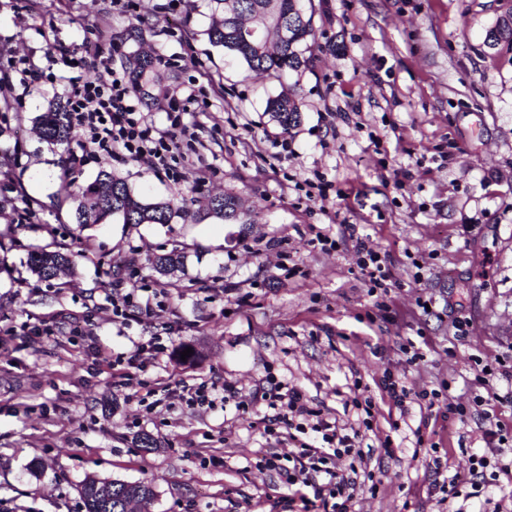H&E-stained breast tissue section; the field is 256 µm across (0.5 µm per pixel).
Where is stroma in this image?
<instances>
[{
  "mask_svg": "<svg viewBox=\"0 0 512 512\" xmlns=\"http://www.w3.org/2000/svg\"><path fill=\"white\" fill-rule=\"evenodd\" d=\"M320 45L295 77L300 125L284 130L267 102L281 87L213 46L205 31L213 0H0V512H84L89 475L148 481L151 512H301L283 478L257 468L268 449L294 450L286 430L264 431L271 410L234 401L193 410L174 404L145 414L138 398L175 383L230 382L250 393L266 376L300 388L338 424L359 428L363 447L385 435L393 458L370 457L352 512H454L439 477L465 472L484 448L487 422L458 419L471 406L480 363L512 352V48L488 49L500 0H314ZM99 53L114 68L136 53L159 59L156 96L201 89L185 116L216 169L197 184L147 164L104 158L61 179L83 142L51 149L35 130L63 99V56ZM41 79L25 86L23 70ZM292 155L273 162L272 139ZM147 202L181 195L188 205L237 195L245 223L217 218L129 226L74 221L76 184L100 170ZM322 175L325 200L303 184ZM36 216L21 221L25 202ZM354 224L386 251L390 309L377 315L351 250L320 251L317 235ZM89 254L66 285L37 278L30 251ZM177 250L184 265L163 275L156 256ZM297 267L295 276L285 268ZM160 293L156 316L113 322L102 307L115 285ZM429 301V309L418 300ZM469 322L456 337L453 323ZM173 325L172 344L129 387L115 386L107 359L132 340ZM48 334L26 339L28 326ZM81 338H73V327ZM421 345L406 363L400 347ZM194 358L182 360V347ZM391 370L416 389H437L432 408L400 416L376 383ZM372 398L370 426L353 400ZM150 436L153 448L139 439ZM436 446L441 472L417 444ZM221 458L218 466L206 464Z\"/></svg>",
  "mask_w": 512,
  "mask_h": 512,
  "instance_id": "obj_1",
  "label": "stroma"
}]
</instances>
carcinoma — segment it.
I'll list each match as a JSON object with an SVG mask.
<instances>
[{
    "label": "carcinoma",
    "mask_w": 512,
    "mask_h": 512,
    "mask_svg": "<svg viewBox=\"0 0 512 512\" xmlns=\"http://www.w3.org/2000/svg\"><path fill=\"white\" fill-rule=\"evenodd\" d=\"M216 16L206 35L215 47L243 61L249 71L281 78L284 72H298L306 67L317 46L313 23L314 9H306L303 0H215ZM485 45L494 50L502 45L512 47V30L489 29ZM132 83L136 91L150 98L148 74L154 61L147 54H138L130 62ZM268 111L282 127L290 129L301 122V110L295 91L282 90L268 102ZM40 138L51 146L69 145L73 127L65 107L51 105L37 118ZM238 197L229 193L213 196L192 210L175 197L146 202L135 196L127 183L107 170L85 186L78 187V204L74 219L78 224H102L115 217L127 225L170 224L176 218L195 220L200 216L215 217L226 224H243L244 212L238 211ZM84 251L61 252L37 249L28 259V268L44 281L56 279L74 267ZM184 256L172 251L154 260L155 269L167 274L183 266ZM106 479L88 475L79 486L85 512H126V503L146 496H155L153 487L145 482L112 485V497L102 494L100 485Z\"/></svg>",
    "instance_id": "obj_1"
}]
</instances>
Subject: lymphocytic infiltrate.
Instances as JSON below:
<instances>
[{
	"label": "lymphocytic infiltrate",
	"instance_id": "lymphocytic-infiltrate-1",
	"mask_svg": "<svg viewBox=\"0 0 512 512\" xmlns=\"http://www.w3.org/2000/svg\"><path fill=\"white\" fill-rule=\"evenodd\" d=\"M102 66L107 70L106 80L71 82L66 95L69 121L86 136L81 154L72 159L73 168L83 167L91 159L121 157L149 162L155 171L179 181L174 167L179 157L178 139L191 133L190 127L181 120V105L196 101L194 88H186L184 96L169 97L165 110L168 123L160 127L145 112L126 73L113 70L107 60ZM316 241L325 252L351 244L355 265L370 292L382 296L378 310L388 311L386 298L392 286V274L378 247L358 235L352 224L341 225L337 238L322 234ZM108 302L113 321L124 322L139 315H152L157 297L142 295L135 288H116ZM167 350L164 338L153 335L135 342L130 350L116 354L111 367L119 385H127L137 373L157 363ZM240 396V390L229 383L221 386L179 384L168 389L157 403L147 404L145 410L150 413L159 407L167 409L175 400L194 409H203L212 407L216 401L226 402ZM262 398L276 410L268 420L266 433L274 434L279 428L291 430L297 448L283 454H264L258 461L259 468L284 476L288 486L308 488L309 496L302 499L305 512H311L316 506L322 507L323 512H350L358 488L357 465L364 460L359 432H346L337 422L323 417L297 387L273 381L263 389ZM485 443L486 452L469 456L466 476L454 475L441 484V492L449 499L459 498L466 487L470 488L472 497H479L485 487L512 470L498 462L499 457L512 450V426L499 424L486 430Z\"/></svg>",
	"mask_w": 512,
	"mask_h": 512
}]
</instances>
